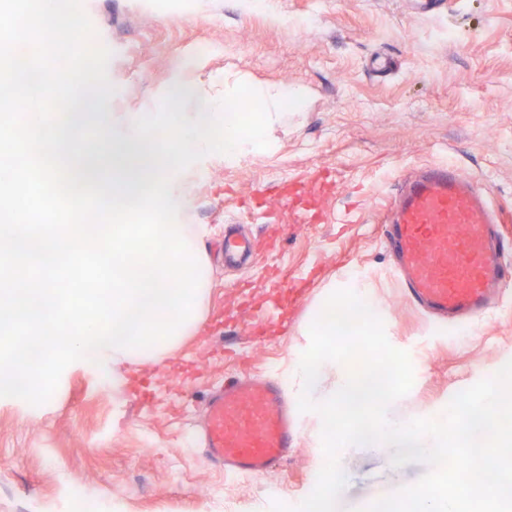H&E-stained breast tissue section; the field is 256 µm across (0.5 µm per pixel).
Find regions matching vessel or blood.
Here are the masks:
<instances>
[{
  "label": "vessel or blood",
  "instance_id": "vessel-or-blood-1",
  "mask_svg": "<svg viewBox=\"0 0 512 512\" xmlns=\"http://www.w3.org/2000/svg\"><path fill=\"white\" fill-rule=\"evenodd\" d=\"M408 298L449 322L491 313L512 272L505 237L488 191L437 161L406 176L383 230ZM252 256L247 239H224V260ZM197 443L234 476L259 480L286 463L296 442L293 419L278 386L251 374L210 395Z\"/></svg>",
  "mask_w": 512,
  "mask_h": 512
}]
</instances>
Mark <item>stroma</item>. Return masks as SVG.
Segmentation results:
<instances>
[{"label": "stroma", "instance_id": "35a3bbf8", "mask_svg": "<svg viewBox=\"0 0 512 512\" xmlns=\"http://www.w3.org/2000/svg\"><path fill=\"white\" fill-rule=\"evenodd\" d=\"M110 50L107 106L122 132L128 113L158 111L176 76L198 78L219 97L225 72L303 91L304 101L268 132L266 152L193 164L176 221L201 224L213 285L192 336L148 363L69 365L40 406L0 398V512H64L72 490L98 512H271L301 503L322 467L318 424L297 413L298 449L263 482L225 474L191 438L216 383L238 369L287 386L295 350L307 349L308 315L344 272H365L385 305L384 329L407 351L414 383L389 408L423 418L512 360V294L475 327L431 322L389 269L383 219L413 168L445 158L489 191L512 220V0H82ZM232 50H225V43ZM391 58L392 71L370 68ZM314 196L321 224L253 222L248 196L281 204L284 183ZM254 238L253 260L224 266V231ZM314 266L303 292L275 291L269 268ZM283 304L261 343L244 334L250 309ZM347 485L338 512H360L370 497L415 484L428 467H389L361 448L341 460ZM277 486L280 498L259 495Z\"/></svg>", "mask_w": 512, "mask_h": 512}]
</instances>
